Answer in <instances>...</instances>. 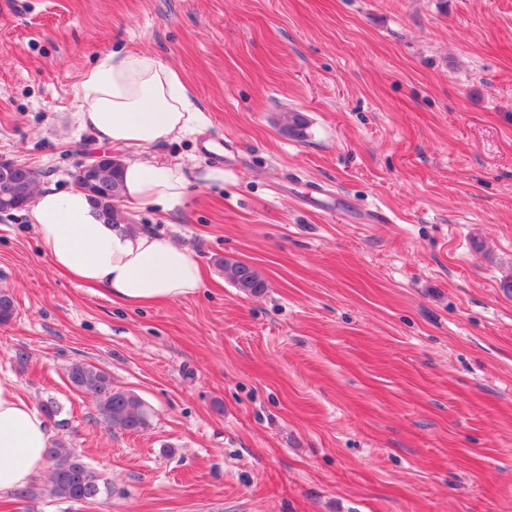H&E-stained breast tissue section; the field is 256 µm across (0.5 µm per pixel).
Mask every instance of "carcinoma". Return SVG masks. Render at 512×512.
<instances>
[{
  "label": "carcinoma",
  "mask_w": 512,
  "mask_h": 512,
  "mask_svg": "<svg viewBox=\"0 0 512 512\" xmlns=\"http://www.w3.org/2000/svg\"><path fill=\"white\" fill-rule=\"evenodd\" d=\"M307 125L299 112L288 113L284 127L290 136H301ZM122 163L114 159L107 163L101 175L102 190L115 201H122ZM35 178L26 189L13 197L11 209L21 210L32 204L43 173L34 172ZM224 278L234 287L249 294H260L267 284L261 273L252 266L229 258L217 259ZM13 295L0 289V324L9 322L15 314ZM70 384L78 391L92 396L96 407L113 429L141 432L150 425L151 408L135 393L114 386L112 377L105 370L86 363H73L67 370ZM50 464V494L67 501L89 502L112 497V486L103 475L61 440L52 442L47 453Z\"/></svg>",
  "instance_id": "obj_1"
}]
</instances>
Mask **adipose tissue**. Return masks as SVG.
Instances as JSON below:
<instances>
[{
	"label": "adipose tissue",
	"mask_w": 512,
	"mask_h": 512,
	"mask_svg": "<svg viewBox=\"0 0 512 512\" xmlns=\"http://www.w3.org/2000/svg\"><path fill=\"white\" fill-rule=\"evenodd\" d=\"M76 100L78 121L98 146L135 153L125 162V201L140 207L182 201L184 169L141 157L201 127L202 114L178 70L148 53L108 51L83 73ZM28 217L52 268L104 287L115 301L174 303L203 286L188 247L147 228L104 223L79 189H40ZM51 435L43 413L21 395L12 377L1 375L0 493L24 488L44 468Z\"/></svg>",
	"instance_id": "adipose-tissue-1"
}]
</instances>
